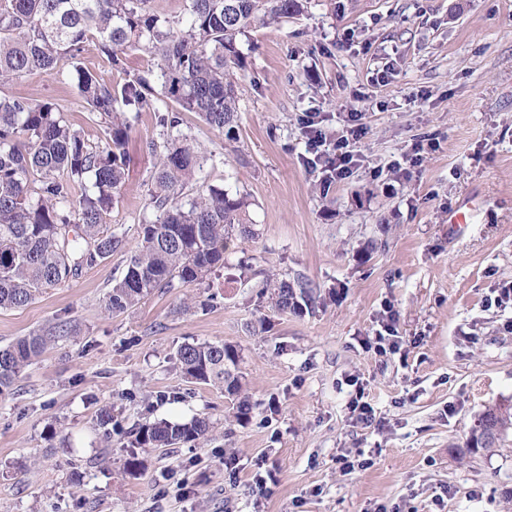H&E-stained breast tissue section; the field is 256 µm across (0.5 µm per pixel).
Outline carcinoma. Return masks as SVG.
Returning a JSON list of instances; mask_svg holds the SVG:
<instances>
[{"instance_id": "obj_1", "label": "carcinoma", "mask_w": 512, "mask_h": 512, "mask_svg": "<svg viewBox=\"0 0 512 512\" xmlns=\"http://www.w3.org/2000/svg\"><path fill=\"white\" fill-rule=\"evenodd\" d=\"M147 0H0V82L67 64L89 112L104 124L103 146L85 142L50 102L0 97V310L30 304L35 297L77 277L123 246L106 228L127 176L131 125L120 106L140 111L151 105V74L122 84L100 80L80 61L88 44L112 69L125 70L123 50L143 47L157 58L163 93L176 109L157 112L171 132L179 113L193 112L236 139L238 90L234 72L244 68L239 38L256 24L299 16L303 0H188L182 28L145 8ZM207 156L182 134L169 135L155 155L140 243L104 298L112 314L136 307L162 288L201 285L224 266L235 241L255 240L260 229L250 217L248 194L202 183L189 187ZM309 288L275 274L263 280L258 298L279 313L302 311ZM32 333L0 347V394L22 370L59 338ZM240 347L230 342L185 343L176 365L190 382L216 386L234 400L233 418H250L254 404L242 393ZM481 425L494 431L479 450L493 453L512 429V406L486 408ZM208 417L188 422L145 423L134 432V448H178L207 439Z\"/></svg>"}]
</instances>
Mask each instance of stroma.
Masks as SVG:
<instances>
[{
	"instance_id": "1",
	"label": "stroma",
	"mask_w": 512,
	"mask_h": 512,
	"mask_svg": "<svg viewBox=\"0 0 512 512\" xmlns=\"http://www.w3.org/2000/svg\"><path fill=\"white\" fill-rule=\"evenodd\" d=\"M239 44L236 141L189 112L181 131L213 158L202 181L250 196L259 240L228 251L208 288L106 312L140 240L150 147L167 138L155 110L131 113L128 179L107 218L124 251L0 310V346L69 328L0 397V512H253L249 486L270 469L262 512H512V435L492 455L465 446L486 407L512 400V0H305ZM0 95L52 101L104 143L65 73ZM308 112L331 144L364 127L349 177L306 165ZM243 261L302 279L319 304L271 313ZM207 290L216 306L185 307ZM389 313L399 348L382 354ZM262 317L265 331L249 333ZM218 341L242 352L255 408L241 423L221 388L175 366L182 344ZM359 387L368 425L346 407ZM106 403L108 437L96 424ZM203 415L206 441L140 451L144 472L125 474L135 427Z\"/></svg>"
}]
</instances>
